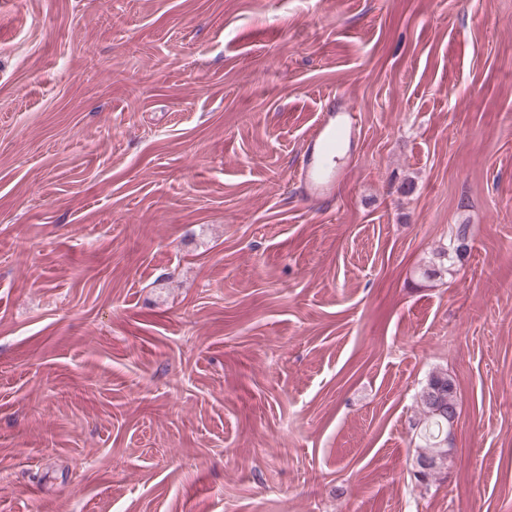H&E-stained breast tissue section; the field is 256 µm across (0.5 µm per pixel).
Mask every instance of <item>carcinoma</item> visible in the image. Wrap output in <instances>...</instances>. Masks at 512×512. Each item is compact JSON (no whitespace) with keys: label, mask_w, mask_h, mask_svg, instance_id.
Listing matches in <instances>:
<instances>
[{"label":"carcinoma","mask_w":512,"mask_h":512,"mask_svg":"<svg viewBox=\"0 0 512 512\" xmlns=\"http://www.w3.org/2000/svg\"><path fill=\"white\" fill-rule=\"evenodd\" d=\"M468 225L457 227L455 240L457 245L452 251L440 250L436 253L437 262L425 270L429 277L444 268L450 254L457 256L467 250ZM419 405L422 418L418 422L421 452L417 456L418 476L427 479L448 461V437L457 417V398L455 383L446 373H435L429 377L419 392Z\"/></svg>","instance_id":"1"}]
</instances>
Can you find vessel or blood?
<instances>
[{
	"instance_id": "b4317fda",
	"label": "vessel or blood",
	"mask_w": 512,
	"mask_h": 512,
	"mask_svg": "<svg viewBox=\"0 0 512 512\" xmlns=\"http://www.w3.org/2000/svg\"><path fill=\"white\" fill-rule=\"evenodd\" d=\"M359 113L343 98H331L308 134L303 157L294 174L307 198L333 197L343 162L359 135Z\"/></svg>"
}]
</instances>
